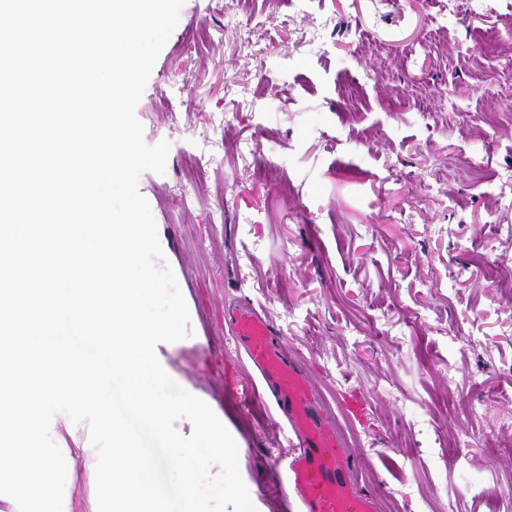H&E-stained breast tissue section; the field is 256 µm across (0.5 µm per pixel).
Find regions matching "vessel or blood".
Wrapping results in <instances>:
<instances>
[{"label":"vessel or blood","instance_id":"vessel-or-blood-1","mask_svg":"<svg viewBox=\"0 0 512 512\" xmlns=\"http://www.w3.org/2000/svg\"><path fill=\"white\" fill-rule=\"evenodd\" d=\"M225 325L256 373L255 382L236 385L237 371L224 370V383L243 403L274 410L296 439L286 463L288 488L298 512H379L378 494L358 479L361 457L338 431L335 411L355 417L364 409L358 395L329 407L305 364L288 356L266 314L252 302L224 314Z\"/></svg>","mask_w":512,"mask_h":512}]
</instances>
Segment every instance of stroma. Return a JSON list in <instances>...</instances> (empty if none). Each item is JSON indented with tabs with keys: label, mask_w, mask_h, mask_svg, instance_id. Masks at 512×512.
Returning <instances> with one entry per match:
<instances>
[{
	"label": "stroma",
	"mask_w": 512,
	"mask_h": 512,
	"mask_svg": "<svg viewBox=\"0 0 512 512\" xmlns=\"http://www.w3.org/2000/svg\"><path fill=\"white\" fill-rule=\"evenodd\" d=\"M511 58L512 0H184L135 110L170 145L139 191L190 315L156 355L256 512H284L292 444L224 387L250 379L224 329L243 299L328 404L362 396L339 424L382 512H512Z\"/></svg>",
	"instance_id": "obj_1"
}]
</instances>
